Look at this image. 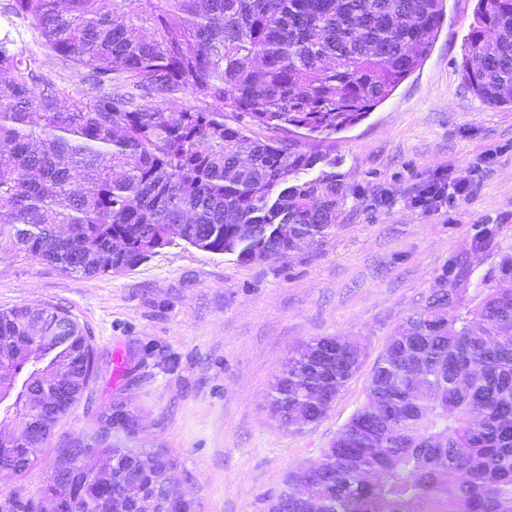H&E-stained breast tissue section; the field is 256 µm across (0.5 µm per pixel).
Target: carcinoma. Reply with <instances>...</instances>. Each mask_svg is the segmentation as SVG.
Instances as JSON below:
<instances>
[{"label":"carcinoma","mask_w":512,"mask_h":512,"mask_svg":"<svg viewBox=\"0 0 512 512\" xmlns=\"http://www.w3.org/2000/svg\"><path fill=\"white\" fill-rule=\"evenodd\" d=\"M444 0H8L50 55L96 94L67 101L0 37V237L88 276L131 271L178 238L241 263L326 241L347 200L336 158L252 127L329 142L424 61ZM462 71L492 106L512 104V0H478ZM196 91L202 107L166 99ZM241 112L249 123L224 121ZM322 165L318 176L301 174ZM464 264L390 336L366 401L288 474L267 512H512V254L465 301ZM364 353L336 336L293 351L270 384L284 429L322 419ZM68 310L0 311V473L22 476L92 377ZM66 381L65 394L57 390ZM121 401L59 452L40 512H167V448L134 445ZM95 472L58 473L81 457Z\"/></svg>","instance_id":"cac0c4a2"}]
</instances>
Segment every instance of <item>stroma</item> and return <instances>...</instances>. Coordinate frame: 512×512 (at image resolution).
<instances>
[{
  "label": "stroma",
  "mask_w": 512,
  "mask_h": 512,
  "mask_svg": "<svg viewBox=\"0 0 512 512\" xmlns=\"http://www.w3.org/2000/svg\"><path fill=\"white\" fill-rule=\"evenodd\" d=\"M477 0H446L445 21L421 66L334 145L348 199L335 236L282 260L243 264L182 240L121 274L85 276L0 241V311L60 306L94 351V373L50 448L26 474L0 475V512L37 496L58 448L89 434L101 407L120 398L141 411L137 443L170 449L174 490L200 512H265L288 472L321 448L363 404L393 330L421 304L452 260L483 250L477 287L512 252V106L493 107L465 83L460 64ZM17 49L64 98L94 91L48 56L14 21ZM445 176L469 193L427 211L413 198ZM318 336L358 342L360 369L331 409L303 431L283 430L267 393L289 354ZM125 370L115 375L114 355Z\"/></svg>",
  "instance_id": "35a3bbf8"
}]
</instances>
